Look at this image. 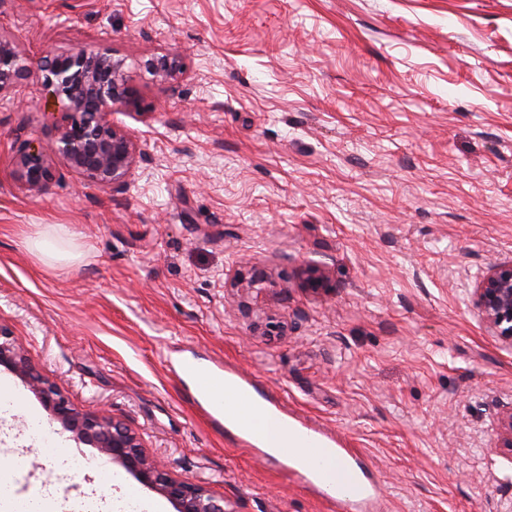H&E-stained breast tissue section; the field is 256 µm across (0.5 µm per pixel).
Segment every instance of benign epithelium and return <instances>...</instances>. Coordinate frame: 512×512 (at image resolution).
I'll list each match as a JSON object with an SVG mask.
<instances>
[{"label": "benign epithelium", "instance_id": "obj_1", "mask_svg": "<svg viewBox=\"0 0 512 512\" xmlns=\"http://www.w3.org/2000/svg\"><path fill=\"white\" fill-rule=\"evenodd\" d=\"M144 68L166 83L182 73V61L175 54L162 55L146 60ZM30 72L29 58L0 37V93L22 84ZM41 72L43 84L59 104L60 118L49 147L31 140L15 147L13 176L18 185L30 194L43 192L54 179V160L60 159L94 184L124 186L136 165L137 146L124 127L112 122V113L138 102L137 89L125 74V61L106 48L77 46L44 56ZM304 283L313 290L325 289L328 276L308 266ZM473 303L493 333L512 343V262L490 266L473 290ZM0 367L18 376L50 419L72 433L75 441L121 465L142 485L173 502L177 512H227L224 498L172 477L123 423L104 411L92 414L76 407L56 381L40 372L27 349L1 328ZM497 450L512 457V410L499 419Z\"/></svg>", "mask_w": 512, "mask_h": 512}]
</instances>
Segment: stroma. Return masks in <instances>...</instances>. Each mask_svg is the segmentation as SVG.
Instances as JSON below:
<instances>
[{
    "instance_id": "stroma-1",
    "label": "stroma",
    "mask_w": 512,
    "mask_h": 512,
    "mask_svg": "<svg viewBox=\"0 0 512 512\" xmlns=\"http://www.w3.org/2000/svg\"><path fill=\"white\" fill-rule=\"evenodd\" d=\"M0 36L35 61L108 48L141 100L114 116L139 150L124 187L59 160L32 195L15 145L51 143L58 106L37 70L0 94V328L79 409L227 512H336L195 409L181 362L219 359L359 449L385 512H512V343L472 303L512 261V0H0ZM165 53L169 83L143 66ZM50 224L77 261L27 249ZM307 265L327 290L300 287ZM256 270L262 289L233 285ZM54 432V452L6 439L30 488L97 454ZM144 68L160 82L174 81L182 73V61L178 55H162L144 62Z\"/></svg>"
}]
</instances>
